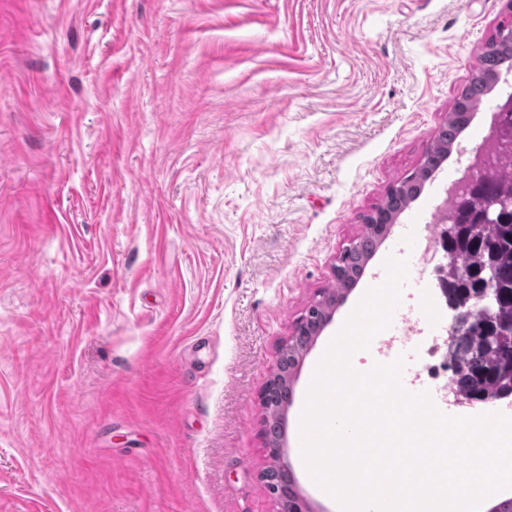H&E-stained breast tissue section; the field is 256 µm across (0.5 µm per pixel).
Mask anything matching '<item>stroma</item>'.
<instances>
[{
    "mask_svg": "<svg viewBox=\"0 0 512 512\" xmlns=\"http://www.w3.org/2000/svg\"><path fill=\"white\" fill-rule=\"evenodd\" d=\"M507 0H0V512H281L260 393L340 250L424 161ZM495 93L304 353L388 256L418 275Z\"/></svg>",
    "mask_w": 512,
    "mask_h": 512,
    "instance_id": "35a3bbf8",
    "label": "stroma"
}]
</instances>
